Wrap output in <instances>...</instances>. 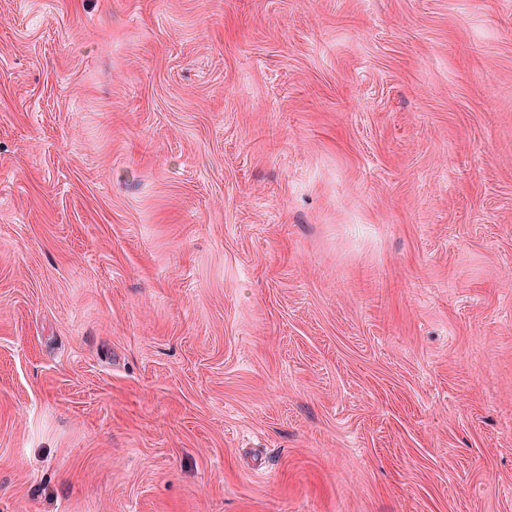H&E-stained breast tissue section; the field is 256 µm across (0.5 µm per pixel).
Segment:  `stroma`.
Listing matches in <instances>:
<instances>
[{"instance_id":"obj_1","label":"stroma","mask_w":512,"mask_h":512,"mask_svg":"<svg viewBox=\"0 0 512 512\" xmlns=\"http://www.w3.org/2000/svg\"><path fill=\"white\" fill-rule=\"evenodd\" d=\"M0 512H512V0H0Z\"/></svg>"}]
</instances>
